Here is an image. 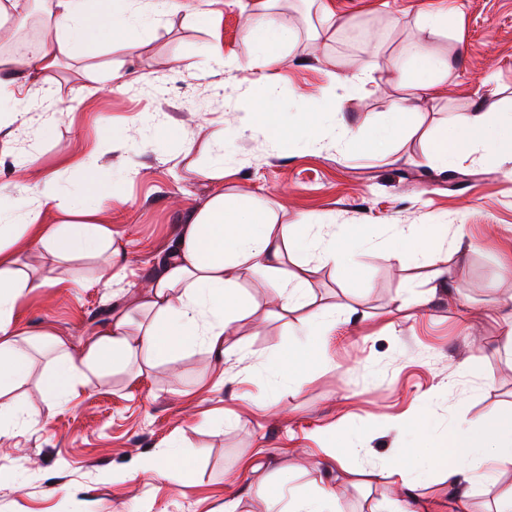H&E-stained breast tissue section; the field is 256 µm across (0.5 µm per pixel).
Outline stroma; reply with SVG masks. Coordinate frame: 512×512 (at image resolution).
<instances>
[{
  "instance_id": "1",
  "label": "stroma",
  "mask_w": 512,
  "mask_h": 512,
  "mask_svg": "<svg viewBox=\"0 0 512 512\" xmlns=\"http://www.w3.org/2000/svg\"><path fill=\"white\" fill-rule=\"evenodd\" d=\"M245 2L224 0L211 23L184 10L168 14L142 28L135 45L64 61L33 86L23 119L0 121V185L10 187L14 168L31 158L55 175L62 202L101 182L112 186L98 219L112 229L126 273L103 284L92 259L59 272L21 240V263L51 283L20 301L18 325L79 348L113 305L157 276L177 225L213 190L195 169L218 131L225 194L251 196L283 224L329 219L351 255L333 267L309 251L287 253L283 267L305 268L312 304L283 319L266 315L269 289L238 272L253 313L235 335L240 359L226 364L195 349L143 376L130 366L50 407L39 378L54 351L43 347L21 389L30 421L0 446V512H220L228 495L241 496L240 512H267L247 492L259 475L277 492L341 480L346 512H369L382 491L352 484L351 468L416 460L463 417H512L502 322L512 310V162L480 151L447 169L425 160L456 113L512 118V0H276L292 38L284 64L265 80L240 68L254 55L243 36ZM327 4L349 23L318 37ZM436 9L447 10L448 30L431 36L419 18ZM420 40L451 70L439 93L406 116L415 135L378 150L370 138L352 142L325 126L320 149L304 148L303 132L318 127L331 99L347 124H378L398 83L411 77L407 51ZM218 42L222 64L211 56ZM361 73L367 83L355 96L348 80ZM270 94L292 126L275 143L244 110ZM141 113L149 123L138 121ZM110 137L121 149L94 172L75 168ZM412 226L423 246L416 265L392 255L395 234ZM460 230L470 246L458 251ZM400 296L425 306L408 319L392 315ZM315 306L341 317L321 338L309 320ZM297 329L308 333L307 346ZM296 352L303 365L290 386L267 363ZM222 372L227 383L211 387ZM264 395L275 400L268 413L251 404ZM174 445L190 463L186 486L143 473L126 478L138 458ZM327 448L336 449L340 469L325 467ZM298 457L305 464L292 469Z\"/></svg>"
}]
</instances>
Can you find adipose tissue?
<instances>
[{
  "label": "adipose tissue",
  "instance_id": "ef3b65f1",
  "mask_svg": "<svg viewBox=\"0 0 512 512\" xmlns=\"http://www.w3.org/2000/svg\"><path fill=\"white\" fill-rule=\"evenodd\" d=\"M46 31L35 49L20 55L0 48V106L12 118L23 115L30 87L45 80L63 60L91 55L111 38L135 43L143 22L161 9L178 11V0H39ZM270 0H251L245 39L257 51L255 67L273 69L285 58L291 31L269 9ZM413 76L409 96L422 98L448 76V66L425 44L410 50ZM453 137H440L426 154L427 162L448 166L474 150L498 156L512 154V122L492 125L478 112L458 114ZM213 182L215 192L198 210L178 225L175 239L162 259V271L153 278L136 304L115 306L109 323L92 332L78 350L54 338L56 355L40 377L43 398L51 404L68 403L92 390L96 382L137 363L148 371L195 347L228 359L239 344L234 328L250 315L237 280L228 275L241 267L274 287L278 317L307 302L304 272L286 274L281 265L286 251L303 243L315 250L326 265L345 260L336 247L335 234L319 224H282L276 214L244 196L229 197L223 190L224 160L216 158L199 168ZM36 207L25 204L0 209V438L10 436L24 422L15 392L29 376L32 352L38 341L18 329L15 311L29 292L43 287L45 279L22 265L15 250L24 237L35 240L56 263L79 257L101 259V280L117 274L112 265V231L95 216L101 200L111 197L108 187L72 199L60 206L53 176L41 175L33 185ZM63 207L66 221L40 224L42 211ZM435 470L440 483L457 488L467 500L470 488L487 484L497 472L512 471V422L459 421L431 455L409 465L392 462L371 468V481H387L399 496L394 512H421L412 501L425 472ZM287 512H344L338 485L326 484L292 495Z\"/></svg>",
  "mask_w": 512,
  "mask_h": 512
}]
</instances>
